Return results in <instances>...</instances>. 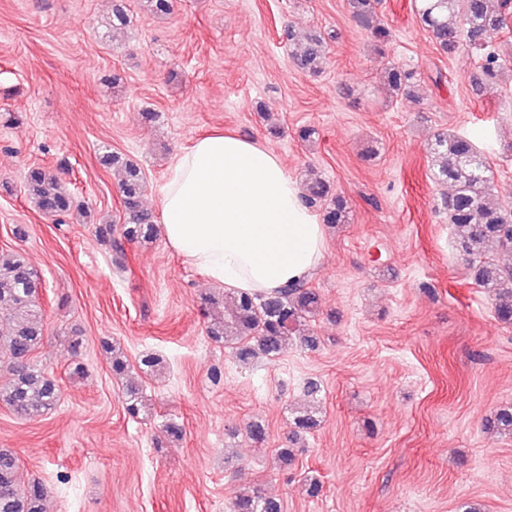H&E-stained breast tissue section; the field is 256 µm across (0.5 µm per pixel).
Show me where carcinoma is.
<instances>
[{
	"label": "carcinoma",
	"instance_id": "obj_1",
	"mask_svg": "<svg viewBox=\"0 0 512 512\" xmlns=\"http://www.w3.org/2000/svg\"><path fill=\"white\" fill-rule=\"evenodd\" d=\"M380 0H348L352 16L370 31L383 50L391 33L381 23ZM509 0H415L420 23L431 34L436 50L452 54L466 44L483 51L480 76L475 88L482 92L505 68L504 60L489 49V44L507 27ZM288 56L293 66L305 72H320L326 60L327 41L314 31L298 34L286 30ZM390 95H412L421 80L415 69L391 66L384 75ZM432 177L451 188L448 194V217L454 232L456 252L468 263L476 285L495 294V317L512 322V264L490 257L495 248L512 254V206L494 200L490 165L485 154L463 135L439 132L429 145ZM101 163L120 173V192L124 207V229L112 240L115 253L124 254L127 243H150L158 228L153 213L142 205L146 184L142 169L118 152H106ZM25 190L38 211L69 218L75 204L72 195L57 174L47 167H35L26 175ZM303 202L322 211L328 224H345L349 220L346 202L331 192L325 180L315 179L303 187ZM37 273L23 260H0V301L10 309L0 314V323L8 332L0 336V404L17 415L32 419L54 409L61 397L57 380L34 363V352L44 338V312L38 303L33 282ZM205 302L213 309L223 308L224 318L214 319L207 335L215 342L235 350L238 360L248 364L255 359L275 360L288 342L296 339L314 348L317 337L310 335L308 322L320 310V298L308 282L292 283L270 294H246L226 291L209 296ZM130 364L119 352H112V374L121 380L122 393L129 416L137 418L145 411L144 386L129 376ZM321 386L308 382L304 396L312 406L294 411L289 441L299 443L304 435L321 424L319 402ZM485 429L492 433L512 434V408H502L486 420ZM48 488L38 480L23 481L17 454L0 449V512H46ZM232 512H282L281 502L258 491L238 494Z\"/></svg>",
	"mask_w": 512,
	"mask_h": 512
}]
</instances>
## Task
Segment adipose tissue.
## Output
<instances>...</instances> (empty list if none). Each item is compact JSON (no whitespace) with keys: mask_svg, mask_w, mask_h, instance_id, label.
<instances>
[{"mask_svg":"<svg viewBox=\"0 0 512 512\" xmlns=\"http://www.w3.org/2000/svg\"><path fill=\"white\" fill-rule=\"evenodd\" d=\"M277 153L216 131L179 151L158 195L168 246L209 281L270 292L322 261L324 227Z\"/></svg>","mask_w":512,"mask_h":512,"instance_id":"adipose-tissue-1","label":"adipose tissue"}]
</instances>
